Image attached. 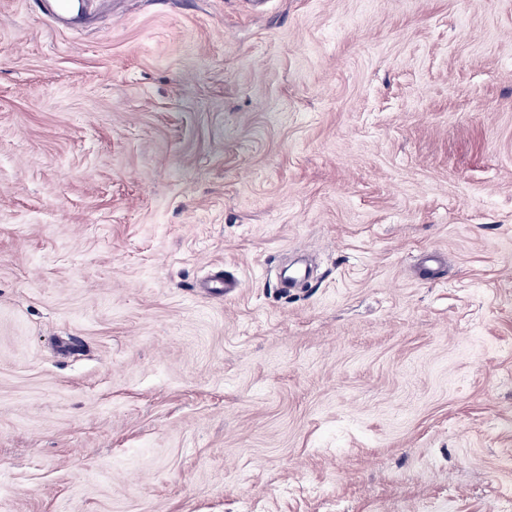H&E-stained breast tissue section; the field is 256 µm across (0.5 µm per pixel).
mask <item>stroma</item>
<instances>
[{"instance_id": "stroma-1", "label": "stroma", "mask_w": 512, "mask_h": 512, "mask_svg": "<svg viewBox=\"0 0 512 512\" xmlns=\"http://www.w3.org/2000/svg\"><path fill=\"white\" fill-rule=\"evenodd\" d=\"M115 2L0 0V512H498L512 0ZM36 11L53 27L73 30L87 26L95 18L96 6L110 0H31Z\"/></svg>"}]
</instances>
